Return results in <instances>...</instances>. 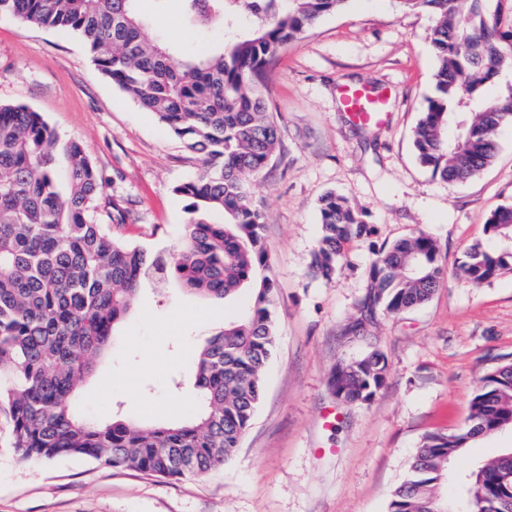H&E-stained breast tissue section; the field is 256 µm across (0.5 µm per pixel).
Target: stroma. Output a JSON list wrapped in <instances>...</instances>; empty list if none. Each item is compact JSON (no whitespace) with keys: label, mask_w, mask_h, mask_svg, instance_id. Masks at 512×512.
<instances>
[{"label":"stroma","mask_w":512,"mask_h":512,"mask_svg":"<svg viewBox=\"0 0 512 512\" xmlns=\"http://www.w3.org/2000/svg\"><path fill=\"white\" fill-rule=\"evenodd\" d=\"M139 9L149 36L169 41L174 58L222 40L190 24L181 0H140ZM431 26L429 13L401 11L394 0H349L266 72L282 133L250 191L265 215L277 341L232 460L181 480L88 458L24 460L0 413V512H388L424 436L462 426L481 375L512 362V268L480 284L460 270L469 246L484 240L490 213L512 203V125L497 134L494 162L469 181L450 184L418 164L412 134L437 68ZM344 85L388 89L385 123H353L339 100ZM0 103L28 106L61 141H80L125 213L115 237L150 256L174 250L189 218L175 189L203 171L204 158L106 78L76 35L0 15ZM330 191L349 198L371 233L346 245L328 283L312 275L310 261L319 201ZM421 231L438 244L445 284L416 309L365 318L379 251ZM249 301L245 291L222 303L173 284L145 288L78 411L96 421L187 418L198 406L199 348ZM359 322L363 332L351 334ZM373 351L388 362L386 386L369 401L339 403L333 370ZM505 448L508 429L476 440L452 470Z\"/></svg>","instance_id":"35a3bbf8"}]
</instances>
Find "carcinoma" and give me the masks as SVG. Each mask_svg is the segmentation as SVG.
Returning a JSON list of instances; mask_svg holds the SVG:
<instances>
[{
    "instance_id": "cac0c4a2",
    "label": "carcinoma",
    "mask_w": 512,
    "mask_h": 512,
    "mask_svg": "<svg viewBox=\"0 0 512 512\" xmlns=\"http://www.w3.org/2000/svg\"><path fill=\"white\" fill-rule=\"evenodd\" d=\"M139 0H0V14L76 34L98 69L145 111L167 124L205 170L175 188L191 219L179 245L149 258L97 222L105 180L79 141L60 142L42 115L0 105V410L24 459H93L180 480L230 461L263 395L262 373L275 345L274 283L266 268L263 214L249 200L247 177L267 166L280 138L264 76L280 52L347 0H181L190 21L218 25L224 41L174 61L148 38ZM433 15L438 66L434 91L413 130L419 164L454 183L478 175L512 123V88L488 99L484 86L512 72V0H395ZM220 211L224 223L205 215ZM321 235L311 273L333 278L344 243L368 236L362 212L346 197L321 198ZM494 247L471 246L462 270L479 284L512 266V204L484 225ZM186 290L228 301L250 293L248 309L224 322L199 352L194 374L200 410L178 424L144 425L114 417L90 421L75 397L110 346L114 326L132 309L150 270ZM446 279L436 241L424 232L378 254L364 312L398 314L427 302ZM388 379L370 353L338 365L331 377L348 402L368 401ZM512 363L487 371L468 421L424 437L388 512H512L501 458L456 479L457 502L437 493L449 462L475 439L512 425Z\"/></svg>"
}]
</instances>
